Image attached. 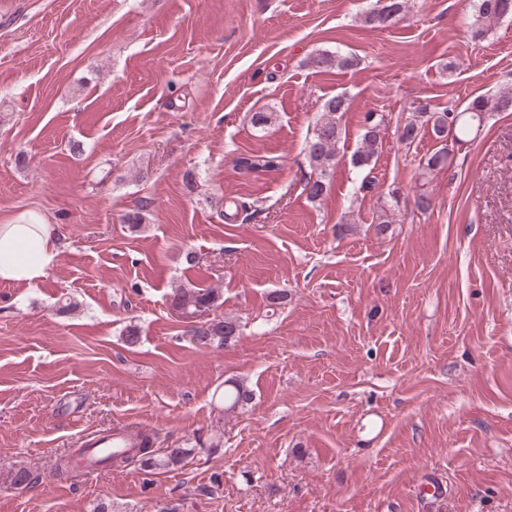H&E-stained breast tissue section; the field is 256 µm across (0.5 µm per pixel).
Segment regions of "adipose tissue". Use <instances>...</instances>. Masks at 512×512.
<instances>
[{"instance_id":"obj_1","label":"adipose tissue","mask_w":512,"mask_h":512,"mask_svg":"<svg viewBox=\"0 0 512 512\" xmlns=\"http://www.w3.org/2000/svg\"><path fill=\"white\" fill-rule=\"evenodd\" d=\"M62 239L56 224H0V282L34 285L45 279L60 259Z\"/></svg>"}]
</instances>
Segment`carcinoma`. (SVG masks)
Instances as JSON below:
<instances>
[{
	"mask_svg": "<svg viewBox=\"0 0 512 512\" xmlns=\"http://www.w3.org/2000/svg\"><path fill=\"white\" fill-rule=\"evenodd\" d=\"M512 14V0H478L473 27L475 34L480 35L484 28L497 22L502 17ZM358 65L351 55L317 53L306 62V66L316 71L336 68L350 69ZM348 110L347 99L342 95L332 96L325 100L322 106V116L317 121L313 135L306 142V155L311 172L303 184V192L311 202L321 200L329 178L336 167L339 153L338 144L342 128L340 119ZM512 110V89L502 90L492 96H478L469 107L458 112L452 108L442 111H432L428 106L415 107L412 118L403 126L400 141L405 144L413 143L424 130H431L434 136L444 142L441 148L429 155L420 165L423 173L435 171L445 164L452 163L449 159V149L446 141L458 144L467 143L471 128L479 127L486 116L493 112ZM385 129L383 117L367 115L361 134L360 146L353 153L351 163L354 168L363 173L360 187L367 188L374 183L371 177L372 158L377 154L382 143L381 135ZM240 169L251 173L271 172L278 168L277 157L269 155H246L238 158ZM400 196L396 192L388 193L377 215V226L387 228L393 223L395 212L399 210ZM221 295L215 288H200L195 285H181L173 289L170 295V306L178 313L193 319L198 314L206 315L205 325L193 327L190 334L199 346H223L235 340L242 332V325L234 318L211 315V312L221 306ZM252 399V391L240 380H233L224 385V412L235 413ZM154 441L146 437L139 448L138 463L146 472L160 469L182 468L191 458V448H168L160 456L153 448ZM36 481V476L24 467L0 471V482L13 488H25Z\"/></svg>",
	"mask_w": 512,
	"mask_h": 512,
	"instance_id": "1",
	"label": "carcinoma"
}]
</instances>
